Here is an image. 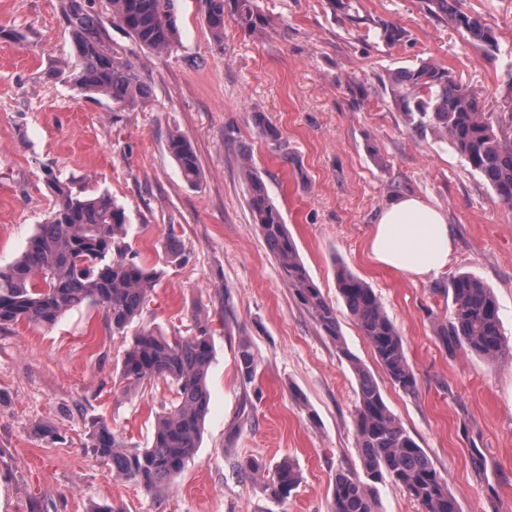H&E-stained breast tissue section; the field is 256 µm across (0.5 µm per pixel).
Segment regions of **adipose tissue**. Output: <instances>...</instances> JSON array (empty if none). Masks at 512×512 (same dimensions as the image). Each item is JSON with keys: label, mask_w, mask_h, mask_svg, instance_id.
<instances>
[{"label": "adipose tissue", "mask_w": 512, "mask_h": 512, "mask_svg": "<svg viewBox=\"0 0 512 512\" xmlns=\"http://www.w3.org/2000/svg\"><path fill=\"white\" fill-rule=\"evenodd\" d=\"M367 249L378 265L425 281L447 269L453 236L441 210L417 196L401 195L379 213Z\"/></svg>", "instance_id": "adipose-tissue-1"}]
</instances>
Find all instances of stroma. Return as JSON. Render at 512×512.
Returning <instances> with one entry per match:
<instances>
[{"label": "stroma", "mask_w": 512, "mask_h": 512, "mask_svg": "<svg viewBox=\"0 0 512 512\" xmlns=\"http://www.w3.org/2000/svg\"><path fill=\"white\" fill-rule=\"evenodd\" d=\"M264 34L224 25L214 46L198 0H174L180 42L153 53L110 22L107 0L90 7L114 46L151 88L128 111L49 72L72 57L63 0H0V269L8 268L51 212L55 181L83 195L108 192L127 216V241L160 278L130 331L186 330L208 317L214 358L200 446L161 495L115 479L88 448L102 418L129 446L151 443L164 383L120 374L129 344L102 308L83 304L51 327H0V512H330L339 470L360 469L352 423L357 358L390 410L438 469L460 512H512V362L493 365L446 351L434 318L448 304L435 282L468 273L492 289L512 345V209L499 202L450 144L413 131L383 84L389 73L433 61L472 89L488 111L507 97L504 61H490L420 0H357L360 16L403 27L395 46L334 13L329 0H256ZM512 51V0H464ZM264 112L282 150L251 119ZM187 139L202 179L187 184L167 148ZM247 147L280 209L299 257L336 309L334 342L293 297L247 203L240 147ZM413 193L448 217L454 252L438 281L383 269L367 251L379 211ZM184 254L166 250L168 234ZM345 266L374 289L405 340L419 379L395 388L336 291ZM258 363L259 400L244 406L239 335ZM57 438L42 435V428ZM253 457L293 459L302 482L285 501L237 473Z\"/></svg>", "instance_id": "obj_1"}]
</instances>
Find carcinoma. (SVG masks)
Returning <instances> with one entry per match:
<instances>
[{"label":"carcinoma","instance_id":"1","mask_svg":"<svg viewBox=\"0 0 512 512\" xmlns=\"http://www.w3.org/2000/svg\"><path fill=\"white\" fill-rule=\"evenodd\" d=\"M171 2L108 0L112 23L145 49L158 53L172 50L178 42ZM199 4L218 45L224 42V23L229 17L246 33L264 29L265 19L257 12L255 0H199ZM423 6L430 15L466 35L487 58H498L496 32L481 14L465 9L463 0H423ZM63 17L72 36L74 56L63 62L55 75L122 109L143 104L151 94L150 87L123 51L108 41L101 17L87 9L85 0H66ZM371 24L374 34L389 45L406 37L405 30L395 23L373 20ZM388 80L394 102L409 125L417 131L429 129L450 142L461 159L490 184L498 200L512 209V113L486 111L449 69L430 62L394 72ZM252 120L272 145L281 147L278 130L265 121L263 113L252 112ZM168 150L184 180L197 185L201 171L190 143L173 135ZM241 174L254 223L293 296L327 336L340 340L336 309L310 278L280 210L246 151L241 157ZM54 193V208L29 239L24 253L0 270V326L26 322L50 327L68 310L86 302L102 308L112 334L122 335L146 307L157 273L129 249L125 211L109 193L85 198L60 182L54 184ZM336 283L348 313L392 384L410 397L417 396L419 380L408 362L403 338L374 290L342 266L337 268ZM434 292L450 300L448 319L436 329L445 349L464 347L491 363L504 358L499 306L490 288L470 274H459ZM189 331L187 336H167L143 329L125 350L121 363L125 379L135 383L162 379L173 387L175 399L156 416L150 447H128L104 420L93 422L89 431L88 446L95 457L110 464L114 476L151 495L166 488L199 447L208 409L211 321L196 317ZM342 353L357 378L353 426L362 473H336L331 512H377L375 484L385 482L416 501L422 512H460L424 449L387 406L377 382L350 352L344 349ZM236 365L243 386L255 385L258 363L246 336L239 338ZM240 469L277 501L288 499L301 483L298 467L287 457L271 472L252 457L245 459Z\"/></svg>","mask_w":512,"mask_h":512}]
</instances>
